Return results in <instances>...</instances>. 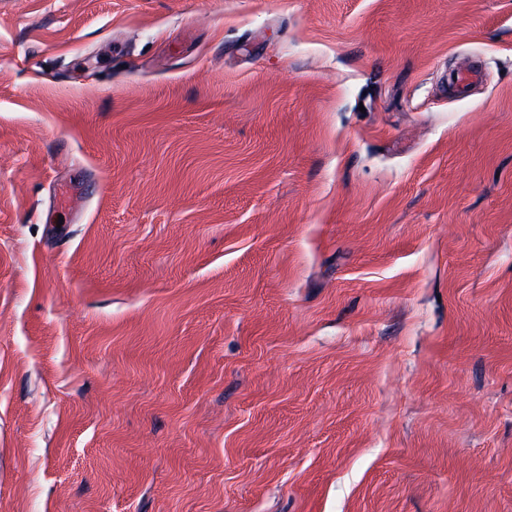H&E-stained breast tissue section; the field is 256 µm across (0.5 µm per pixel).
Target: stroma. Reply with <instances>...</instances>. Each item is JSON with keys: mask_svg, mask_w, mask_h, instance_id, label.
<instances>
[{"mask_svg": "<svg viewBox=\"0 0 512 512\" xmlns=\"http://www.w3.org/2000/svg\"><path fill=\"white\" fill-rule=\"evenodd\" d=\"M0 512H512V0H0ZM484 68L479 64H470L448 76L449 95L453 98H464L472 87L483 84Z\"/></svg>", "mask_w": 512, "mask_h": 512, "instance_id": "stroma-1", "label": "stroma"}]
</instances>
